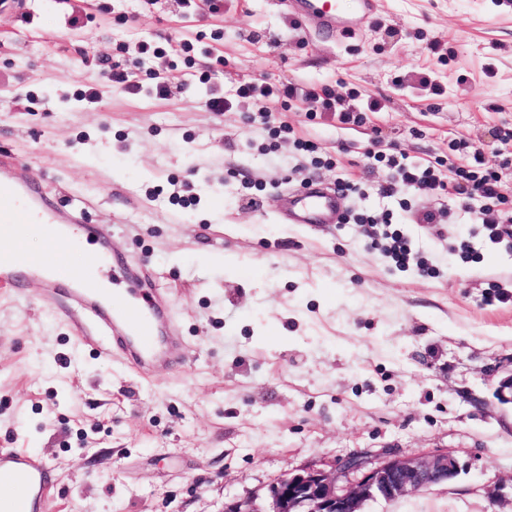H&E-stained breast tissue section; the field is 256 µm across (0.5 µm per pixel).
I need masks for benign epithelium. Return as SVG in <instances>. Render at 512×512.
Listing matches in <instances>:
<instances>
[{
  "label": "benign epithelium",
  "instance_id": "1",
  "mask_svg": "<svg viewBox=\"0 0 512 512\" xmlns=\"http://www.w3.org/2000/svg\"><path fill=\"white\" fill-rule=\"evenodd\" d=\"M494 394L501 403L512 405V369L497 378ZM350 473L361 477L347 487L338 485L339 479ZM457 473L452 449L405 458L388 453L373 468L367 467L364 456L353 454L330 471L306 467L273 482L262 506L244 498L224 504V512H362L367 501H390L408 492L442 485Z\"/></svg>",
  "mask_w": 512,
  "mask_h": 512
}]
</instances>
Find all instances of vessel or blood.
Masks as SVG:
<instances>
[{"label": "vessel or blood", "mask_w": 512, "mask_h": 512, "mask_svg": "<svg viewBox=\"0 0 512 512\" xmlns=\"http://www.w3.org/2000/svg\"><path fill=\"white\" fill-rule=\"evenodd\" d=\"M356 2V12L348 17L341 15L338 0H288V11L304 28L350 35L375 12V0ZM340 206L335 191L314 183L304 192L289 193L277 204L282 219L291 224L336 223ZM76 218V212L66 205L48 202L33 183L18 175L13 163L0 160V239L16 242L9 254L0 256V284L11 286L20 297L28 277L40 276L47 301L67 299L70 311L105 325L110 334L109 352L140 375L151 374L159 363L176 364L183 343L164 292L150 277L133 275L127 261L113 257L107 230L94 232L97 263L70 264L73 238L79 230ZM30 229L44 236V252L31 255L19 246V239ZM105 267L120 282L108 305L95 285ZM50 473L47 463L24 451L0 457V512H36Z\"/></svg>", "instance_id": "1"}]
</instances>
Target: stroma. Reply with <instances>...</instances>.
<instances>
[{
    "mask_svg": "<svg viewBox=\"0 0 512 512\" xmlns=\"http://www.w3.org/2000/svg\"><path fill=\"white\" fill-rule=\"evenodd\" d=\"M0 0V156L42 193L106 227L112 252L154 278L185 339L178 370L142 377L78 333L37 278L24 300L0 286V455L44 459L55 482L40 512H222L298 469L352 454L379 461L455 449L457 476L365 512H512V407L493 372L512 368V305L482 301L512 282V237L462 260L478 233L456 208L415 195L394 220L437 274L400 270L369 249L350 216L377 207L390 174L373 141L425 162L448 142L489 165L512 135V5L504 0H376L349 39L301 28L279 0ZM189 50H182V39ZM192 59L203 82L151 93L152 60ZM439 43L430 55L427 46ZM141 90L104 88L106 63ZM295 82L379 111L360 126L301 102L278 105L294 138L265 128L255 103L212 112L210 91ZM440 94H433L432 84ZM346 175L368 198L341 199L343 223L288 224L281 193Z\"/></svg>",
    "mask_w": 512,
    "mask_h": 512,
    "instance_id": "1",
    "label": "stroma"
}]
</instances>
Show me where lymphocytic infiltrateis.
Segmentation results:
<instances>
[{
  "label": "lymphocytic infiltrate",
  "mask_w": 512,
  "mask_h": 512,
  "mask_svg": "<svg viewBox=\"0 0 512 512\" xmlns=\"http://www.w3.org/2000/svg\"><path fill=\"white\" fill-rule=\"evenodd\" d=\"M366 156L393 175L392 185L379 188L381 198L393 197L399 187L446 197L467 214L470 223L480 225L483 238L493 244L501 242L505 225L512 223V213L504 209L511 198L507 196L502 171L487 165L480 148H471L461 161L449 162L444 170L413 162L404 153L377 145L368 149ZM356 221L363 224L370 248L381 250L397 267L413 263L421 275H432V268L420 257L412 241L403 231L393 228L391 212L361 214Z\"/></svg>",
  "instance_id": "f902f5d3"
}]
</instances>
